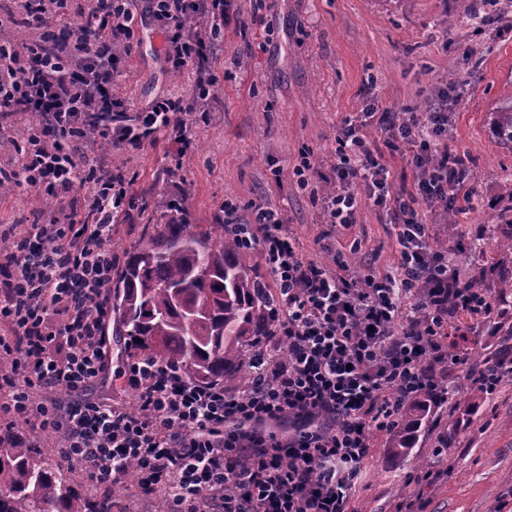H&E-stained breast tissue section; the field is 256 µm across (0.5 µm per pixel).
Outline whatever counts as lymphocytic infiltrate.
<instances>
[{
    "label": "lymphocytic infiltrate",
    "mask_w": 512,
    "mask_h": 512,
    "mask_svg": "<svg viewBox=\"0 0 512 512\" xmlns=\"http://www.w3.org/2000/svg\"><path fill=\"white\" fill-rule=\"evenodd\" d=\"M133 0H88L68 55L50 39L26 51L0 42V113L34 114L17 169L0 178L69 201L85 187V213L50 215L0 253V414L44 432L64 431L62 454L90 484H120L136 462L134 497L164 498L168 512H352V492L374 432L400 410L437 393L439 372L459 358L445 340L449 315L483 318L486 293L462 283L447 252L430 248V216L473 201L465 162L448 148V91L425 111L397 118L367 103L336 130L334 190L320 201L324 223L351 228L368 206L393 217L395 269L358 274L345 261L312 258L280 213L255 206L242 220L225 201L217 223H247L278 294L273 334L241 387L194 384L153 359L129 356L126 382L138 411L93 401L67 404L103 372L108 290L120 265L109 241L134 205L129 184L105 159L75 153L87 131L136 149L164 131L172 165L195 148L190 118L209 102L212 63L232 18L231 0H143L166 43L169 71L193 69L188 97L132 109L115 97L134 37ZM379 125L386 145L404 148L417 173L396 185L368 141Z\"/></svg>",
    "instance_id": "lymphocytic-infiltrate-1"
}]
</instances>
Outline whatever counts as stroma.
<instances>
[{
    "label": "stroma",
    "mask_w": 512,
    "mask_h": 512,
    "mask_svg": "<svg viewBox=\"0 0 512 512\" xmlns=\"http://www.w3.org/2000/svg\"><path fill=\"white\" fill-rule=\"evenodd\" d=\"M474 6L475 0H234L235 19L225 26L224 48L214 61L218 81L206 113L192 127L196 151L176 169L169 159L173 145L163 133L137 150L101 151L130 179L134 194L133 220L118 219L112 232L116 253L138 244L147 226L164 223L163 199L184 193L191 223H214L227 199L245 217L266 202L324 265L341 258L362 274L394 269L398 245L389 215L364 208L348 230L321 221L317 200L334 179L336 129L361 112L366 96H376L387 112H421L436 87L455 82L464 91L451 114L448 144L464 157L476 197L472 209L459 214L454 235L444 236L437 223L431 236L447 238L462 281L485 282L495 296L511 294L512 281L499 280L491 262H510L512 253L496 249L494 227L484 218L506 205L503 184L512 177V147L493 131L495 111L512 100V0H498L497 24L458 25ZM164 49L152 19L136 14L116 95L141 107L163 95H189L193 71H168ZM35 122L19 114L0 126V167H16ZM306 150L315 167L303 188L292 169ZM45 210L43 197L13 189L0 196V227L22 235L34 214ZM354 240L361 243L355 252ZM450 325L448 350L462 356L448 369L457 401L433 407L416 448L419 468L427 470L431 449L447 435V475L416 484L411 470L391 460L387 434L374 433L353 512H416L418 500L423 512H512V378L492 398L470 403L475 365L512 349V319L503 318L495 330L485 321L457 317ZM127 343V337L111 336L106 370L86 389L87 398L132 407L136 393L117 378ZM33 437L85 497H110L112 512H150L131 489L89 487L81 467L63 457L57 443L38 431Z\"/></svg>",
    "instance_id": "35a3bbf8"
}]
</instances>
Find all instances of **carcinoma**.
Returning a JSON list of instances; mask_svg holds the SVG:
<instances>
[{
  "instance_id": "carcinoma-1",
  "label": "carcinoma",
  "mask_w": 512,
  "mask_h": 512,
  "mask_svg": "<svg viewBox=\"0 0 512 512\" xmlns=\"http://www.w3.org/2000/svg\"><path fill=\"white\" fill-rule=\"evenodd\" d=\"M494 126L512 145V101L495 113ZM274 297L257 275L251 249L225 225L193 231L167 221L130 253L110 301L133 353L165 362L198 384L237 386L249 375L256 337L272 333ZM435 404L421 395L400 412L388 448L398 468L413 464L420 428ZM0 512H112V500L88 501L20 428L4 426Z\"/></svg>"
}]
</instances>
